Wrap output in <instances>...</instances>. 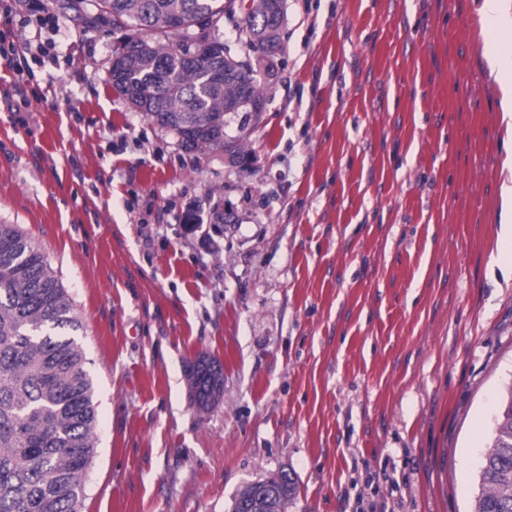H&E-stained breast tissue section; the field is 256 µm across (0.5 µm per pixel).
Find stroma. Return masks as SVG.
Returning <instances> with one entry per match:
<instances>
[{
    "instance_id": "obj_1",
    "label": "stroma",
    "mask_w": 512,
    "mask_h": 512,
    "mask_svg": "<svg viewBox=\"0 0 512 512\" xmlns=\"http://www.w3.org/2000/svg\"><path fill=\"white\" fill-rule=\"evenodd\" d=\"M481 2L285 0L232 155L112 88L125 30L0 0V224L82 323L83 512H229L281 471L288 512H471L512 383V136L485 58L512 59V32L479 27ZM201 356L224 367L206 411Z\"/></svg>"
}]
</instances>
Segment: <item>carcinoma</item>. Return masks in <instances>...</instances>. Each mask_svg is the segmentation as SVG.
<instances>
[{
    "mask_svg": "<svg viewBox=\"0 0 512 512\" xmlns=\"http://www.w3.org/2000/svg\"><path fill=\"white\" fill-rule=\"evenodd\" d=\"M235 0H69L118 28H131L140 48L118 91L159 118L181 145L222 147L224 116L263 98L258 71L269 54L242 32L266 19L268 0L236 25L224 46L218 24L236 14ZM204 21V42L193 44L180 26ZM256 59L242 57V49ZM224 69L212 84L210 71ZM81 322L47 257L16 224H0V512H80L85 477L95 453L94 385L75 337ZM472 512H512V384L502 398L493 440L479 472ZM296 484L280 472L243 487L231 512L244 503L258 512H288Z\"/></svg>",
    "mask_w": 512,
    "mask_h": 512,
    "instance_id": "1",
    "label": "carcinoma"
}]
</instances>
